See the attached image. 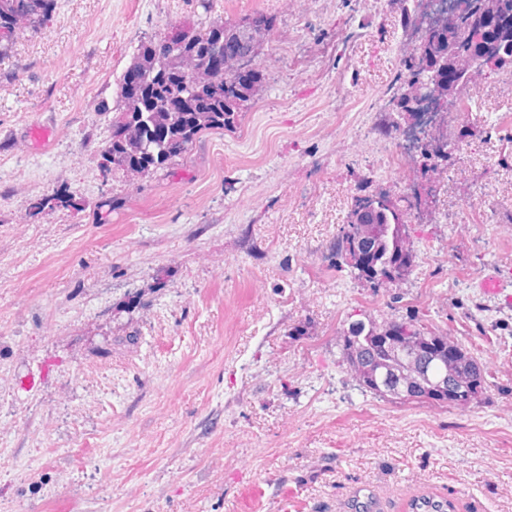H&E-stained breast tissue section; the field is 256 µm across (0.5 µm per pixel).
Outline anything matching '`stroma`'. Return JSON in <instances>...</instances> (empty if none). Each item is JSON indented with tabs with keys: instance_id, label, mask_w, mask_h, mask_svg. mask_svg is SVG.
<instances>
[{
	"instance_id": "35a3bbf8",
	"label": "stroma",
	"mask_w": 512,
	"mask_h": 512,
	"mask_svg": "<svg viewBox=\"0 0 512 512\" xmlns=\"http://www.w3.org/2000/svg\"><path fill=\"white\" fill-rule=\"evenodd\" d=\"M401 0H58L0 59V512H512V73L410 217L415 265L371 288L323 253L384 163L414 43ZM263 13L262 88L235 129L147 177H102L117 83L171 27ZM67 187L82 211L33 213ZM500 278L497 291L481 280ZM414 318L488 384L464 409L355 386L340 336ZM409 512H456L457 505L451 499L434 495H421L411 499Z\"/></svg>"
}]
</instances>
